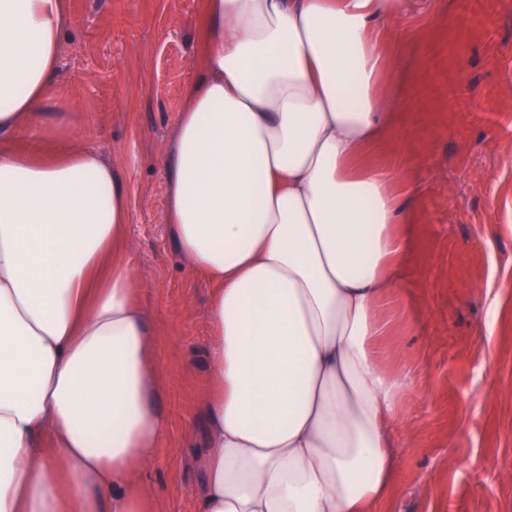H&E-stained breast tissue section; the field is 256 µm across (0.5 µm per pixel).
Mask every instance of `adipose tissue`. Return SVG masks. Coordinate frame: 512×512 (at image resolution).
Masks as SVG:
<instances>
[{
  "mask_svg": "<svg viewBox=\"0 0 512 512\" xmlns=\"http://www.w3.org/2000/svg\"><path fill=\"white\" fill-rule=\"evenodd\" d=\"M409 0H205L166 222L211 286L197 512H369L407 375L382 366L410 208L364 163L389 129L388 24ZM64 0H0V512H155L170 433L130 205L89 148H25Z\"/></svg>",
  "mask_w": 512,
  "mask_h": 512,
  "instance_id": "adipose-tissue-1",
  "label": "adipose tissue"
}]
</instances>
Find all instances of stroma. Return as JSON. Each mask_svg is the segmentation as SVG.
Instances as JSON below:
<instances>
[{"label":"stroma","mask_w":512,"mask_h":512,"mask_svg":"<svg viewBox=\"0 0 512 512\" xmlns=\"http://www.w3.org/2000/svg\"><path fill=\"white\" fill-rule=\"evenodd\" d=\"M44 125L96 150L130 198L135 285L151 311L170 435L149 462L156 512H196L209 377L208 285L165 222L167 170L197 73L203 0H65ZM392 32L398 104L372 163L412 208L386 368L410 374L398 470L373 512H512V0H413Z\"/></svg>","instance_id":"stroma-1"}]
</instances>
